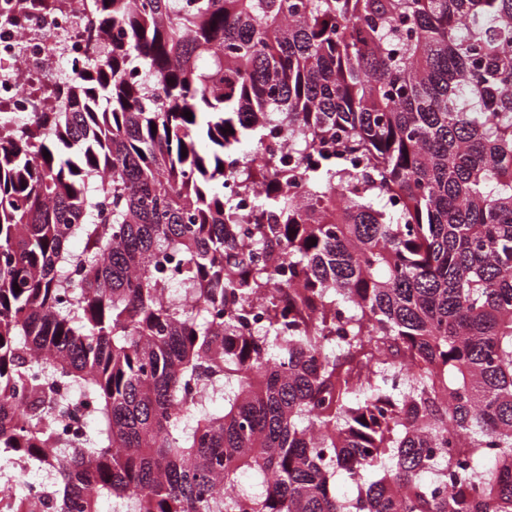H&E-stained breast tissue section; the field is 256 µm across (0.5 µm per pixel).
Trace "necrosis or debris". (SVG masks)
I'll return each mask as SVG.
<instances>
[{
    "label": "necrosis or debris",
    "instance_id": "4bbe7bcc",
    "mask_svg": "<svg viewBox=\"0 0 512 512\" xmlns=\"http://www.w3.org/2000/svg\"><path fill=\"white\" fill-rule=\"evenodd\" d=\"M92 22L85 0H35L18 21L0 27V112L32 117V99L54 76L76 77L84 66L81 34Z\"/></svg>",
    "mask_w": 512,
    "mask_h": 512
}]
</instances>
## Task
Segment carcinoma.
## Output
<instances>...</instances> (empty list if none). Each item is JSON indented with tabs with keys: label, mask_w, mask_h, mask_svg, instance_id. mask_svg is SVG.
Returning <instances> with one entry per match:
<instances>
[{
	"label": "carcinoma",
	"mask_w": 512,
	"mask_h": 512,
	"mask_svg": "<svg viewBox=\"0 0 512 512\" xmlns=\"http://www.w3.org/2000/svg\"><path fill=\"white\" fill-rule=\"evenodd\" d=\"M86 2L0 113V512H512V0Z\"/></svg>",
	"instance_id": "cac0c4a2"
}]
</instances>
